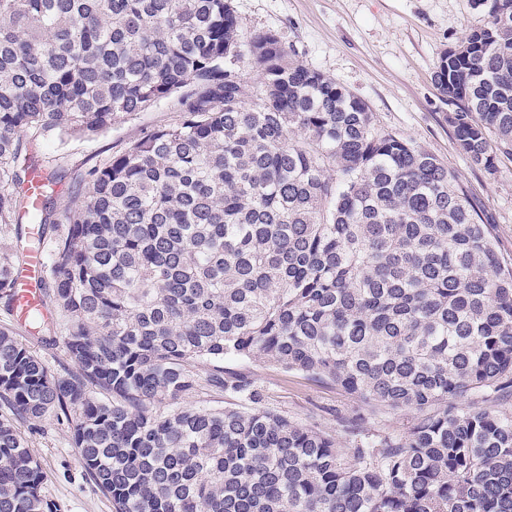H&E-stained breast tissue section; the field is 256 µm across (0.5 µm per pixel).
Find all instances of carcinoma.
Listing matches in <instances>:
<instances>
[{"label":"carcinoma","mask_w":512,"mask_h":512,"mask_svg":"<svg viewBox=\"0 0 512 512\" xmlns=\"http://www.w3.org/2000/svg\"><path fill=\"white\" fill-rule=\"evenodd\" d=\"M432 80L457 150L512 160V0ZM259 73L250 86L238 63ZM178 118L90 169L46 244L67 377L0 329V512H53L18 427L72 426L112 512H512V269L432 153L231 0H0V237L43 136ZM51 196L30 213L51 222ZM17 250L0 245L13 304ZM261 361L354 395L336 433L266 403ZM406 411L402 433H375ZM349 438L344 448L338 433Z\"/></svg>","instance_id":"carcinoma-1"}]
</instances>
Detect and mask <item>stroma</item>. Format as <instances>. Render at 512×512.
<instances>
[{
	"label": "stroma",
	"mask_w": 512,
	"mask_h": 512,
	"mask_svg": "<svg viewBox=\"0 0 512 512\" xmlns=\"http://www.w3.org/2000/svg\"><path fill=\"white\" fill-rule=\"evenodd\" d=\"M233 6L241 44L260 33L275 34L300 62L361 98L384 128L437 156L491 224L502 264L512 265V161L501 160L493 177L472 166L455 147L448 107L432 81L441 54L483 23L471 0H233ZM176 117L168 100L95 135L48 133L37 163L56 176V221L47 225L44 239H52L56 222L75 208L71 187L78 174ZM1 327L13 329L54 375H61V346L42 343L2 300ZM248 369L269 406L296 420L332 432L337 418L360 408L353 395L304 374L259 362ZM21 432L47 474L45 493L54 512H112L109 499L85 473L69 423L49 417L22 424Z\"/></svg>",
	"instance_id": "obj_1"
}]
</instances>
